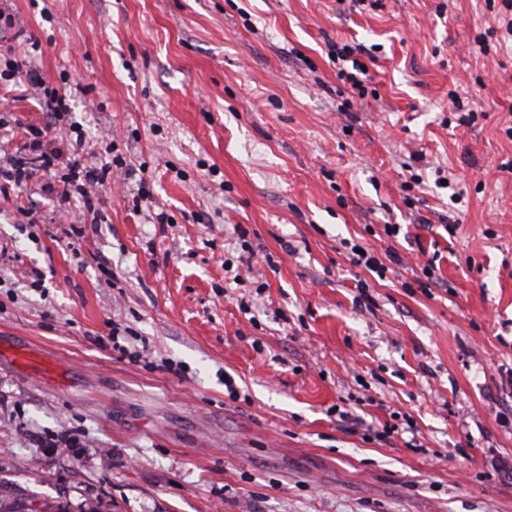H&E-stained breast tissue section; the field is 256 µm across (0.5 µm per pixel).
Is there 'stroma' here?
Wrapping results in <instances>:
<instances>
[{
	"mask_svg": "<svg viewBox=\"0 0 512 512\" xmlns=\"http://www.w3.org/2000/svg\"><path fill=\"white\" fill-rule=\"evenodd\" d=\"M0 11L8 150L37 132L57 158L0 191L1 506L512 512V43L488 0ZM353 42L375 97L327 56ZM25 45L57 125L3 73ZM78 140L133 171L92 211L45 189ZM353 244L399 260L372 279Z\"/></svg>",
	"mask_w": 512,
	"mask_h": 512,
	"instance_id": "obj_1",
	"label": "stroma"
}]
</instances>
